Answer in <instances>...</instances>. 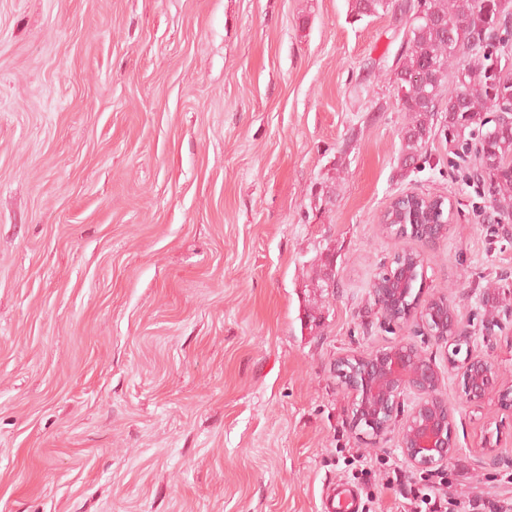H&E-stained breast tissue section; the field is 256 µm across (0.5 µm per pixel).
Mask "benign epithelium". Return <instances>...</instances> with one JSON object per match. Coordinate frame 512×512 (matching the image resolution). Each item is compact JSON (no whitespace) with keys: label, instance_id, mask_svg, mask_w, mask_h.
<instances>
[{"label":"benign epithelium","instance_id":"7a95c632","mask_svg":"<svg viewBox=\"0 0 512 512\" xmlns=\"http://www.w3.org/2000/svg\"><path fill=\"white\" fill-rule=\"evenodd\" d=\"M419 240L433 245L447 236L449 224H419L410 218ZM408 269L400 266L374 279L370 294L384 319L406 323L414 318L426 324L434 339L444 345L448 371L415 344L399 340L370 352H348L334 363V373L352 397V427L374 438L387 434L398 422L399 405L408 391L420 401L401 426V452L414 467H444L455 457L453 415L441 395L445 373L457 375L465 402L479 403L491 395L512 410V386L503 383L497 363L472 349L471 337L462 329L459 314L445 297L404 301ZM465 358L457 359L461 351Z\"/></svg>","mask_w":512,"mask_h":512}]
</instances>
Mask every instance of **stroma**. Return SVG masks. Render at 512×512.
I'll return each instance as SVG.
<instances>
[{"instance_id": "35a3bbf8", "label": "stroma", "mask_w": 512, "mask_h": 512, "mask_svg": "<svg viewBox=\"0 0 512 512\" xmlns=\"http://www.w3.org/2000/svg\"><path fill=\"white\" fill-rule=\"evenodd\" d=\"M407 29L348 0H0V512H320L385 462L437 482L399 430H353L333 372L400 339L445 365L370 294L414 250L512 381V216L478 141L398 168ZM406 192L453 201L447 237L381 227ZM442 394L454 512L512 498V413Z\"/></svg>"}]
</instances>
